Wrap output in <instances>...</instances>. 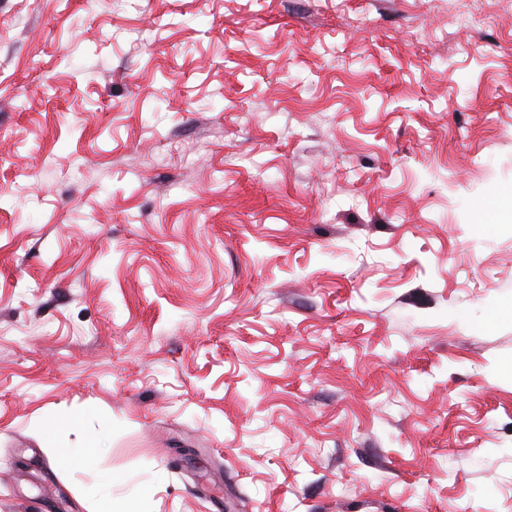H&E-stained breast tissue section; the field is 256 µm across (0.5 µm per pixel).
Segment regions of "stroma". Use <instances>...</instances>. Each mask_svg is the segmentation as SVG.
Returning a JSON list of instances; mask_svg holds the SVG:
<instances>
[{"label": "stroma", "mask_w": 512, "mask_h": 512, "mask_svg": "<svg viewBox=\"0 0 512 512\" xmlns=\"http://www.w3.org/2000/svg\"><path fill=\"white\" fill-rule=\"evenodd\" d=\"M99 471L512 512V0H0V512Z\"/></svg>", "instance_id": "stroma-1"}]
</instances>
